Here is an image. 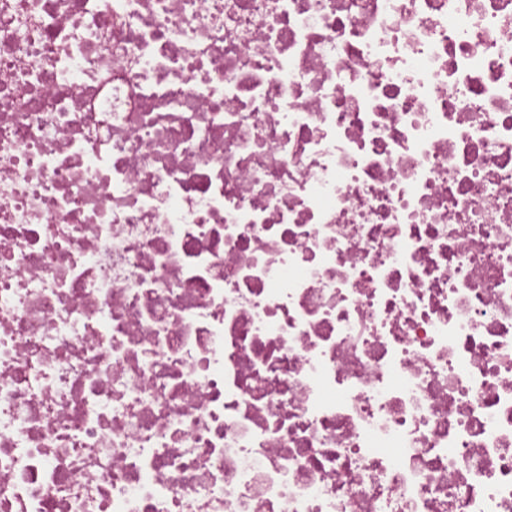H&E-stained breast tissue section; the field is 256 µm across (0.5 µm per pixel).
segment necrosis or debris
Instances as JSON below:
<instances>
[{"label": "necrosis or debris", "instance_id": "necrosis-or-debris-1", "mask_svg": "<svg viewBox=\"0 0 512 512\" xmlns=\"http://www.w3.org/2000/svg\"><path fill=\"white\" fill-rule=\"evenodd\" d=\"M0 512H512V0H0Z\"/></svg>", "mask_w": 512, "mask_h": 512}]
</instances>
